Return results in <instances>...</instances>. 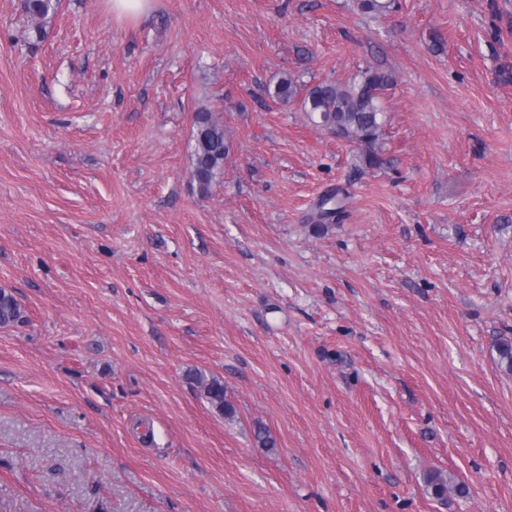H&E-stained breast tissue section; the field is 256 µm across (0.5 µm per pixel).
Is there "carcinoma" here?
Returning a JSON list of instances; mask_svg holds the SVG:
<instances>
[{
  "label": "carcinoma",
  "instance_id": "obj_1",
  "mask_svg": "<svg viewBox=\"0 0 512 512\" xmlns=\"http://www.w3.org/2000/svg\"><path fill=\"white\" fill-rule=\"evenodd\" d=\"M59 0H24L23 7L34 23L35 38L45 36V24L56 13ZM393 0H358L357 7L366 14L381 15L390 9ZM390 75L370 67L343 82L321 83L307 90L302 104L309 120L336 137L357 145L362 167L374 168L379 164V145L382 137L383 107L381 96L391 86ZM301 88L292 77L281 78L271 93V98L281 102L295 99ZM193 151L191 176L199 194L209 193L216 178L224 171V160L229 144L224 122L215 113L201 109L194 113ZM23 318L21 304L14 295L0 288V326L18 323ZM500 368L512 374V340L501 338L496 344ZM189 382L199 388L201 394L216 412L234 416V407L224 398V383L216 377H206L198 371H188ZM430 493L443 499L449 489L460 494L465 486H452L448 476L440 471L426 477Z\"/></svg>",
  "mask_w": 512,
  "mask_h": 512
}]
</instances>
